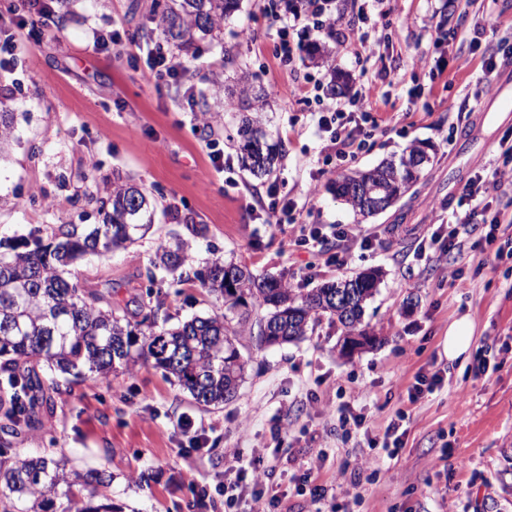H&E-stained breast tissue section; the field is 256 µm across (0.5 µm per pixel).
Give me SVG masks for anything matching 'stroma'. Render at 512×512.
<instances>
[{"instance_id": "1", "label": "stroma", "mask_w": 512, "mask_h": 512, "mask_svg": "<svg viewBox=\"0 0 512 512\" xmlns=\"http://www.w3.org/2000/svg\"><path fill=\"white\" fill-rule=\"evenodd\" d=\"M155 2L40 0L57 21L38 41L17 30L15 64L0 73V108L13 114L11 139L0 148V244L33 235L48 243L62 228L101 223L97 198L131 183L151 191L154 223L128 248L87 255L74 269L81 286L115 287L119 307L159 294L164 313L177 320L223 312V299L194 277L215 259L284 276L307 291L379 266L383 281L364 321L381 341L344 357L340 332L327 321L280 346L261 345L256 331H244L237 338L248 361L244 381L218 407L195 403L174 376L142 360L113 382L89 376L53 394L41 428L23 433L15 447L29 456L55 453L83 475L108 470L118 512H189L191 482L222 475L229 448L260 455L280 485L278 512H512V259L481 268L468 249L440 259L416 254L419 237L447 220L470 175L512 136V62L489 88L480 84L485 56L512 33V0H490L484 15L464 14L463 0H390L385 16L371 0H334L348 43L309 32L303 43L327 44L329 60L304 50L286 67L273 56L266 0H241L220 39L194 40L179 53L181 85L151 75L132 45L100 49L93 42L115 29L140 34ZM466 27L480 29L481 46L463 64L456 35ZM418 57L424 67H413ZM384 66L394 82L379 78ZM309 76L321 83L320 102L347 106L369 92L380 126L365 127L357 158L340 163L326 155L320 102L294 92ZM246 82L267 91L263 127L284 148L277 170L262 179L238 161L236 112L214 103ZM188 89L192 112L182 105ZM422 144L429 163L386 212L361 220L330 192L338 173L373 168ZM213 145L224 152V169L209 157ZM273 184L297 201L296 223L355 224L375 233L379 245L352 248L343 270L329 266V249L296 246L289 224H265L260 205ZM189 222L206 230L190 240L192 261L181 281L149 274L159 244L185 234ZM455 268L466 287L452 284ZM464 316L473 326L470 351L451 362L443 343ZM482 361L486 374L468 377ZM430 368L441 384L406 403L414 375ZM344 403L366 409L377 437L406 412L398 455L345 437L336 422ZM185 415L209 436L208 449L187 458L175 428ZM321 449L329 457L316 481L328 494L315 503L289 478ZM363 460L356 489L345 469Z\"/></svg>"}]
</instances>
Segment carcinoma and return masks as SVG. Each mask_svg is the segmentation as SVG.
<instances>
[{
  "label": "carcinoma",
  "instance_id": "cac0c4a2",
  "mask_svg": "<svg viewBox=\"0 0 512 512\" xmlns=\"http://www.w3.org/2000/svg\"><path fill=\"white\" fill-rule=\"evenodd\" d=\"M238 8L239 0H168L159 31L182 50L195 34L205 38L221 30ZM237 134L242 166L256 178L269 175L282 158L281 145L268 140L252 117L241 119ZM428 162L424 149L414 146L397 161L337 178L333 191L355 212L372 217L380 211L371 207L370 198L392 207ZM101 211V224L73 225L56 237L69 246L66 254L33 236L13 245V253L0 255V433L7 438L38 425V408L59 391L55 377H44L35 368L42 361L74 378L89 373L108 380L117 368L129 370L151 358L196 403L218 406L237 396L246 361L235 341L250 323L251 307L266 310L257 321L264 344L297 341L324 316L341 328L340 352L345 356L377 340L363 324L366 304L380 283L377 269L301 293L281 277L257 276L245 266L214 260L207 267L209 278L199 280L208 292L224 297V313L194 316L169 327L168 319L158 320L163 308L158 299L133 322L112 307L108 295L79 288L66 274L85 255L124 247L138 231L149 229L151 195L135 185H117ZM188 260V242L179 238L172 246H161L151 266L177 270ZM341 291L350 294L351 304L333 301ZM233 318L234 327L229 324ZM64 482L61 461L49 454L29 457L7 439L0 442V512H114L110 497L100 491L112 482V474L97 469L87 475L80 496L60 491Z\"/></svg>",
  "mask_w": 512,
  "mask_h": 512
}]
</instances>
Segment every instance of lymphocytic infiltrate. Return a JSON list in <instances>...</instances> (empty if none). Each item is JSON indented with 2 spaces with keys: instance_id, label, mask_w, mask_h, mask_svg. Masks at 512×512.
Segmentation results:
<instances>
[{
  "instance_id": "1",
  "label": "lymphocytic infiltrate",
  "mask_w": 512,
  "mask_h": 512,
  "mask_svg": "<svg viewBox=\"0 0 512 512\" xmlns=\"http://www.w3.org/2000/svg\"><path fill=\"white\" fill-rule=\"evenodd\" d=\"M330 10V0H300L299 5L290 8L288 15L284 16L279 12L277 0H269L265 13L275 30L276 57L280 63L287 65L293 61L301 48L298 38L307 29L322 31L331 38L340 36L341 30ZM374 120L373 107L366 96L362 97L358 111L347 112L339 106L327 104L319 118L328 135L327 148L340 161L354 157L363 149L364 143L360 138L362 126ZM508 185H512V141L504 140L499 144L498 160L467 180L447 224L437 225L430 235L431 241L440 244L443 253L461 251L460 231L472 224L476 217L473 202ZM292 235L295 245L301 247L322 245L327 239H334L336 251L329 261L339 267L345 265L352 245L369 248L377 240L376 235L348 224H335L329 228L322 224H296L292 227ZM337 412L339 421L348 425L356 436L365 438L368 447L379 446L391 454L403 447L408 432L405 416L390 421L382 439L378 440L369 435L364 409L344 404L338 407ZM228 455L232 464L223 477L215 481L216 490L224 494V512H239V504L245 499L250 502L251 512H270L278 503L279 496L266 481L259 458H244L237 448L230 449Z\"/></svg>"
}]
</instances>
